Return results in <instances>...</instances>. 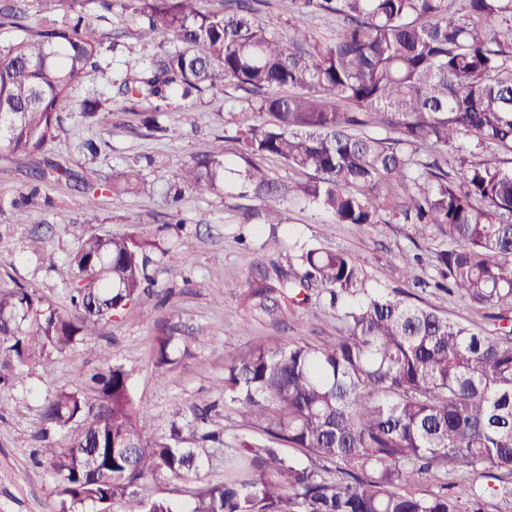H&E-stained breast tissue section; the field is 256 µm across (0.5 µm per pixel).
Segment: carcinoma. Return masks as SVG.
<instances>
[{
	"mask_svg": "<svg viewBox=\"0 0 512 512\" xmlns=\"http://www.w3.org/2000/svg\"><path fill=\"white\" fill-rule=\"evenodd\" d=\"M257 0H125L151 32L177 46L132 68L118 93L124 108L150 105L144 124L162 125V103L244 91L235 141L247 162L243 182L266 224H285L284 197L330 213L338 224H382L394 215L443 237L434 253V287L498 309L493 328L452 322L438 309L366 287L348 253L303 248L285 267L277 260L248 281L242 302L254 319L279 318L288 301L313 287L336 310L339 335L320 346L254 348L225 366L224 403L250 419L260 437H240L224 453V480H204L198 449L223 448L205 430L212 406L196 405L185 425L144 436L129 375L107 365L88 391L62 386L42 406L40 454L61 478L59 512L94 500L129 512H460L448 470L467 468L470 512H485L477 484L493 468L509 481L496 489L499 512H512V167L479 155L512 151V0H295L303 14L334 17L322 45L277 21L256 18ZM112 12L117 0H38L28 23L24 0H0V153L32 156L61 129L73 88L100 67L107 34L84 7ZM376 131L370 132L368 128ZM426 148V157L418 153ZM457 153L450 173L442 160ZM276 158L310 175L279 185L258 161ZM226 160L199 149L178 173L200 196L224 186ZM37 178L74 180L91 197L136 188L129 165L112 183L44 161ZM148 242L135 233L88 229L67 261L73 313L63 315L35 291H0V393L15 371L47 361L112 323L128 304L151 296ZM157 362L187 345L172 325L157 337ZM70 433L55 447L50 430ZM301 448L304 465L288 453ZM164 471L197 487L189 503L138 497L148 476ZM437 481V490L410 487Z\"/></svg>",
	"mask_w": 512,
	"mask_h": 512,
	"instance_id": "obj_1",
	"label": "carcinoma"
}]
</instances>
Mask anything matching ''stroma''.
I'll return each instance as SVG.
<instances>
[{
	"mask_svg": "<svg viewBox=\"0 0 512 512\" xmlns=\"http://www.w3.org/2000/svg\"><path fill=\"white\" fill-rule=\"evenodd\" d=\"M261 9L278 16L284 34L295 24L321 42L336 32L335 18L298 15L292 0H264ZM98 26L118 35V52L103 69L90 72L71 98H108L112 109L98 123L63 113L58 136L44 157L76 171L94 168L106 183L113 172L132 163L138 185L91 202L73 184L50 183L42 190L43 200L24 207L20 200L28 194L42 157H0V286L22 285L58 311L70 312L62 272L87 230L85 215L91 209L99 234L134 231L151 242V273L158 287L174 289L175 296L168 303L151 297L111 325L90 331L66 354L17 370L11 394L0 395V512H57L60 481L36 455L40 408L59 383L83 389L86 374L100 366L103 356L129 372L139 427L144 435L155 436L168 432L172 423H184L200 400H223L224 368L240 352L254 347L274 351L293 343L319 345L337 336L336 315L316 290L304 306L289 305L280 322L250 319L240 304L241 287L271 259L285 264L304 247L338 249L363 263L368 287L386 292L416 291V279L436 274L433 252L439 239L414 224H339L329 213L297 200L285 205L287 223H262L255 214L257 201L242 196L238 184L237 173L246 167L234 140L244 119L241 91L229 86L223 95L194 100L178 138L153 134L140 115L124 111L116 90L127 66L147 65L171 48V41L140 27L118 7ZM89 139L97 142V155L84 150ZM203 144L228 160L233 172L218 193L184 192V224L179 227L166 207V192L180 166ZM184 236L191 239V249L181 246ZM406 252L423 257L407 275L400 270ZM170 324L188 328L194 341L188 352H176L173 363L160 366L156 338Z\"/></svg>",
	"mask_w": 512,
	"mask_h": 512,
	"instance_id": "obj_1",
	"label": "stroma"
}]
</instances>
